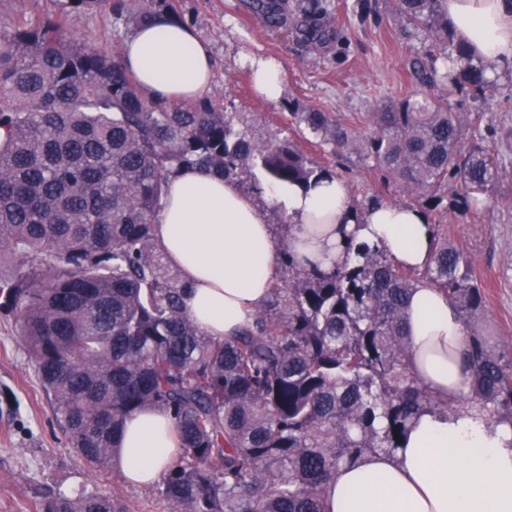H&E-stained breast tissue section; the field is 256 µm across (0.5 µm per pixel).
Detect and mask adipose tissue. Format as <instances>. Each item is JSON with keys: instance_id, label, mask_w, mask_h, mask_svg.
Returning <instances> with one entry per match:
<instances>
[{"instance_id": "ef3b65f1", "label": "adipose tissue", "mask_w": 512, "mask_h": 512, "mask_svg": "<svg viewBox=\"0 0 512 512\" xmlns=\"http://www.w3.org/2000/svg\"><path fill=\"white\" fill-rule=\"evenodd\" d=\"M456 41L499 68L512 67V0H444ZM121 63L144 94L171 103L203 98L213 58L195 30L160 19L138 28ZM266 196L296 230L290 249L328 269L344 259V236L378 245L399 263L421 268L431 254L424 214L402 204L356 211L349 186L325 179L308 188L271 186ZM165 260L186 283L185 309L209 336L229 339L269 297L279 271L268 213L231 181L200 167L171 176L154 226ZM405 337L413 373L441 400L470 391L462 364L465 331L446 295L427 285L411 293ZM114 466L147 488L177 455L171 416L142 409L114 444ZM327 512H512V425L471 407L425 411L407 425L392 453L361 457L327 485Z\"/></svg>"}]
</instances>
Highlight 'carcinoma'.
I'll return each instance as SVG.
<instances>
[{"instance_id": "cac0c4a2", "label": "carcinoma", "mask_w": 512, "mask_h": 512, "mask_svg": "<svg viewBox=\"0 0 512 512\" xmlns=\"http://www.w3.org/2000/svg\"><path fill=\"white\" fill-rule=\"evenodd\" d=\"M112 2L137 29L176 0H58L53 14L0 27V306L18 323L68 444L94 470L113 467L125 419L171 414L180 453L162 476L173 512H326L323 490L344 465L397 448L426 410H453L411 372L403 330L421 283L448 295L467 331L468 399L512 425V357L477 330L486 296L471 256L436 216L479 209L499 153L471 113L499 93L495 65L455 43L442 0H390L420 38L411 80L446 95L405 94L362 117L364 131L317 109L291 113L331 153L401 186L432 235L428 264L408 270L349 234V260L309 268L281 228L279 280L235 337L206 335L183 307L154 223L168 179L195 165L226 179L261 169L305 186L336 172L288 140L259 142L209 99L146 96L120 63L74 38L70 23ZM270 24L286 0H255ZM40 512H127L118 495L41 493Z\"/></svg>"}]
</instances>
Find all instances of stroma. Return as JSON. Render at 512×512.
Masks as SVG:
<instances>
[{"instance_id": "1", "label": "stroma", "mask_w": 512, "mask_h": 512, "mask_svg": "<svg viewBox=\"0 0 512 512\" xmlns=\"http://www.w3.org/2000/svg\"><path fill=\"white\" fill-rule=\"evenodd\" d=\"M182 21L210 48L214 72L210 99L237 117L259 141L288 139L314 162L334 165L329 147L295 124L293 109L313 108L348 121L379 104L416 92L409 77L422 55L418 37L385 6V0H328L321 17V40H308L306 22L289 8L286 23L270 25L253 10V0H177ZM72 29L102 54L119 56L130 28L109 9L80 14ZM279 60L285 86L270 101L253 87L247 58ZM498 96L475 106L462 95L453 107L478 110L475 130L500 154V179L479 212L445 217L448 236L473 256L475 276L486 291L479 328L498 350L512 356V210L501 204L512 196V77L499 73ZM357 202L377 198L401 204L402 190H384L376 174L361 166L341 172ZM0 512H37V491L49 488L73 495L97 489L117 494L129 512H172L157 487L129 485L117 469L96 472L71 448L59 429L50 401L35 372L12 314L0 310Z\"/></svg>"}]
</instances>
